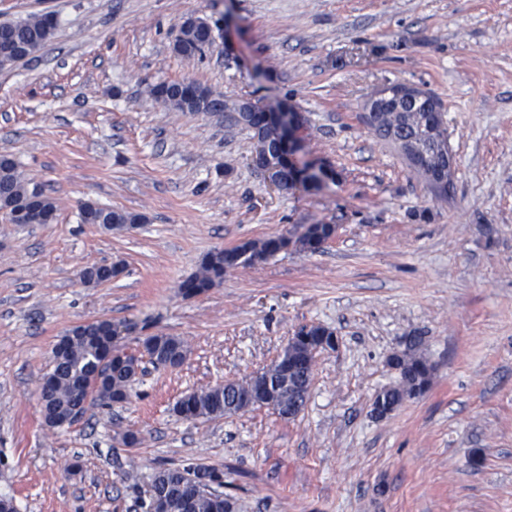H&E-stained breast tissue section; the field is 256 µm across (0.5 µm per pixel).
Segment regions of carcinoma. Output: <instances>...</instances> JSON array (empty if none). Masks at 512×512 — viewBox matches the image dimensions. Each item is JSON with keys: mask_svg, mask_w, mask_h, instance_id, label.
<instances>
[{"mask_svg": "<svg viewBox=\"0 0 512 512\" xmlns=\"http://www.w3.org/2000/svg\"><path fill=\"white\" fill-rule=\"evenodd\" d=\"M57 28V20L53 16L30 14L25 18L0 21V68H7L19 57L27 55L35 57L50 42ZM202 25L186 26L174 43V50L184 59L191 61L200 58L209 50L213 43L204 36ZM181 89L166 91V83L160 82L149 86L148 93L166 107L181 112H198L201 103L206 102L216 109L229 113L236 109L238 100L226 98L224 94L208 88L193 86L191 81L180 82ZM427 122L424 112H381L377 124L373 126L375 135L387 142L410 140L417 149L425 154L432 164L446 162L441 147L433 140L421 137V131ZM282 157L285 182L294 185L308 182L314 187L321 184L327 173H310L308 168H300L290 159L292 149L284 145L280 151ZM37 188L31 180L20 171L18 163L8 157H0V211L19 204L32 201L33 191ZM80 219L84 224H99L105 230L123 229L129 224H140L143 217L126 211L114 210L108 206L85 203L80 208ZM333 233L329 224H311L307 233L301 238L303 248L317 252L322 244ZM245 248L250 251L247 256L236 250L216 251L205 256L198 271L180 285L181 291L187 296L199 295L213 288L224 278V266H247L250 256L263 254L271 257L279 251V243L275 237L259 241H248ZM113 272L108 266H94L83 271L82 279L86 283H101L109 280ZM110 335L109 322L103 321L88 324L81 334L62 336L65 350L54 362L53 371L49 374L50 393L56 409L64 412H77L82 415L87 409L85 395L80 390L79 382L85 378L99 361V344L93 337L104 338ZM307 335L310 344L303 342L294 347L295 352H309V346L331 345L335 333L332 329L320 324L308 326ZM141 356L118 355L112 359L110 373L102 381L96 400L103 405L109 402H121L127 398L128 390L143 372V359L155 367H173L181 364L187 357L188 348L184 339L169 334H152L141 340ZM291 355L284 352L267 369L263 370L261 382L270 384L277 399L296 411H301L306 404V396L299 386L310 380L311 372L301 367L290 376L282 377L281 370L288 365ZM401 368L398 380L383 389L375 396L373 404L385 406L398 405L406 399L420 395L432 378V366L421 350V339L414 337L409 340L404 350L395 355ZM256 387L249 381L230 383L223 387L213 386L196 390L186 395V399L177 401L174 411L187 420L200 417H221L241 412L247 406L246 396ZM204 476L210 483V491L196 495L190 501H184L187 495L186 477ZM224 486L221 473L206 467L161 468L153 478L149 503L156 499L167 505L168 512H238L237 500L224 495L219 488Z\"/></svg>", "mask_w": 512, "mask_h": 512, "instance_id": "obj_1", "label": "carcinoma"}]
</instances>
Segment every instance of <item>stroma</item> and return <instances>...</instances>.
I'll return each mask as SVG.
<instances>
[{"label":"stroma","instance_id":"stroma-1","mask_svg":"<svg viewBox=\"0 0 512 512\" xmlns=\"http://www.w3.org/2000/svg\"><path fill=\"white\" fill-rule=\"evenodd\" d=\"M33 13L59 26L37 57L0 69V157L55 198L57 219L0 216V498L17 512H145L155 472L192 464L223 473L241 512H512V0H0V21ZM188 16L216 39L191 62L173 50ZM183 79L302 112L293 159L333 179L273 188L251 131L145 92ZM392 82L442 106L444 200L364 120ZM87 202L146 221L84 224ZM310 224L335 225L323 250L181 294L208 253ZM116 262L117 279L83 283ZM98 318L133 326L118 348L165 333L187 357L146 366L125 402L47 428L53 348ZM311 324L338 344L317 353L296 417L174 412L262 371ZM410 336L435 366L430 387L375 418ZM49 384L48 380L44 379L39 389V402L43 418V422L49 428H62L70 426L77 421V417L68 416L56 411L49 402L48 398Z\"/></svg>","mask_w":512,"mask_h":512}]
</instances>
